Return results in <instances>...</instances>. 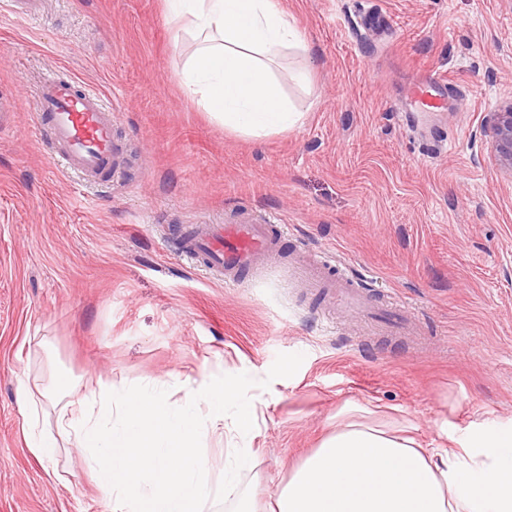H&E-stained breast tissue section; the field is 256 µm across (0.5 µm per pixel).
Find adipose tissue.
Masks as SVG:
<instances>
[{
	"label": "adipose tissue",
	"instance_id": "adipose-tissue-1",
	"mask_svg": "<svg viewBox=\"0 0 512 512\" xmlns=\"http://www.w3.org/2000/svg\"><path fill=\"white\" fill-rule=\"evenodd\" d=\"M170 16L200 45L181 84L225 130L260 140L302 126L304 113L281 95L273 72L309 52L280 0H167ZM237 378L201 382L173 404L164 384L101 397L64 399L57 385L24 387L26 444L38 459L80 451L112 512H200L204 496L231 487L245 458L226 454L214 469L201 444L233 418L256 426L254 407H237ZM55 414L46 430L45 408ZM276 512H512V428L485 427L426 448L415 437L348 417L288 478Z\"/></svg>",
	"mask_w": 512,
	"mask_h": 512
}]
</instances>
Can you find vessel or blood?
<instances>
[{
    "label": "vessel or blood",
    "instance_id": "b4317fda",
    "mask_svg": "<svg viewBox=\"0 0 512 512\" xmlns=\"http://www.w3.org/2000/svg\"><path fill=\"white\" fill-rule=\"evenodd\" d=\"M0 4L9 6L22 21L33 20L42 9V0H0ZM446 84V78L438 73H423L404 92L405 111H442ZM29 109L47 133L54 163L89 180L108 181L119 173L122 156L113 143L112 109L97 92L49 70L43 73L34 100L0 94V112ZM180 238L182 255L230 283L248 272L260 275L280 259V238L271 220H257L246 210L235 224L184 225ZM293 274L310 293L361 313L386 335L404 334L410 325L404 307L390 301L371 305L362 290V277L337 270L330 253H321L312 261H297Z\"/></svg>",
    "mask_w": 512,
    "mask_h": 512
}]
</instances>
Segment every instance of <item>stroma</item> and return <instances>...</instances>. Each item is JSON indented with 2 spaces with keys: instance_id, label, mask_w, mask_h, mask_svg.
<instances>
[{
  "instance_id": "35a3bbf8",
  "label": "stroma",
  "mask_w": 512,
  "mask_h": 512,
  "mask_svg": "<svg viewBox=\"0 0 512 512\" xmlns=\"http://www.w3.org/2000/svg\"><path fill=\"white\" fill-rule=\"evenodd\" d=\"M310 54L281 60L302 127L255 142L183 91L194 52L164 0H44L0 16V92L33 98L60 69L111 105L121 172L100 185L58 168L32 112L0 122V512H110L81 454L37 460L22 384L48 360L75 396L154 380L171 400L207 375L247 383L251 462L202 512L274 501L346 404L410 424L425 445L512 424V177L485 132L512 102V0H280ZM368 11L391 15L368 29ZM446 110L397 107L425 71ZM282 226L283 250L330 251L370 273L376 301L414 313L408 338L366 335L323 310L280 260L233 285L179 254L184 224L243 209ZM4 5L12 7L10 11L16 19L30 21L41 14L42 0H2L0 9Z\"/></svg>"
}]
</instances>
